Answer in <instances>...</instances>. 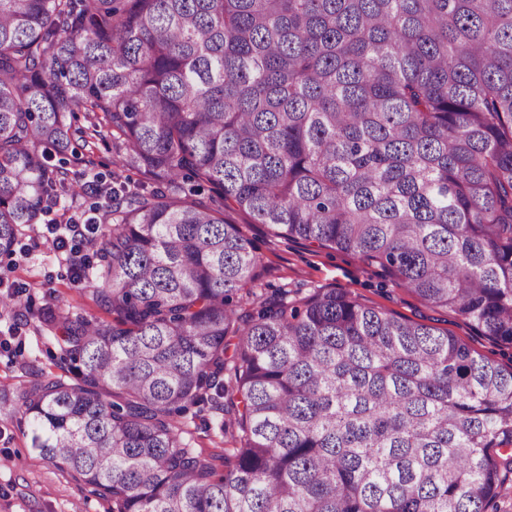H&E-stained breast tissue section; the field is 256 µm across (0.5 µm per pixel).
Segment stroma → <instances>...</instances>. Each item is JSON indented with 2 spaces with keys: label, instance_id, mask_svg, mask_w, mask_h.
I'll list each match as a JSON object with an SVG mask.
<instances>
[{
  "label": "stroma",
  "instance_id": "obj_1",
  "mask_svg": "<svg viewBox=\"0 0 512 512\" xmlns=\"http://www.w3.org/2000/svg\"><path fill=\"white\" fill-rule=\"evenodd\" d=\"M73 147L66 164L69 177L86 182L98 176L103 183H111L119 142L110 130L101 129L88 142L78 134ZM225 215L240 224L262 259L257 297L246 304V311L258 310L261 302L283 291L298 298L318 287L342 288L361 302L446 330L493 360L512 362L511 346L501 347L478 335L453 313L424 303L354 255L314 250L275 237L241 212L229 209ZM43 230L40 224L26 230L21 251L0 259V281L17 298L8 318L0 320V512H110V502L93 495L89 487L32 448L20 411L21 396L34 380L43 376L74 379L53 330L37 327L32 312L57 306L90 319L107 316L94 302L88 281H75L62 254L43 244ZM180 421L189 448L211 455L216 470H223V409L195 405Z\"/></svg>",
  "mask_w": 512,
  "mask_h": 512
}]
</instances>
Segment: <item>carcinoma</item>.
I'll list each match as a JSON object with an SVG mask.
<instances>
[{
    "label": "carcinoma",
    "instance_id": "cac0c4a2",
    "mask_svg": "<svg viewBox=\"0 0 512 512\" xmlns=\"http://www.w3.org/2000/svg\"><path fill=\"white\" fill-rule=\"evenodd\" d=\"M77 112L142 181L100 190L112 321L32 314L75 375L24 391L44 459L112 512H487L512 366L341 288L239 313L261 257L180 180L512 346V0H0L1 257L75 195ZM183 429V437L189 448L213 455L215 469H224V411L222 407H213L206 403L192 406L189 411L178 417Z\"/></svg>",
    "mask_w": 512,
    "mask_h": 512
}]
</instances>
